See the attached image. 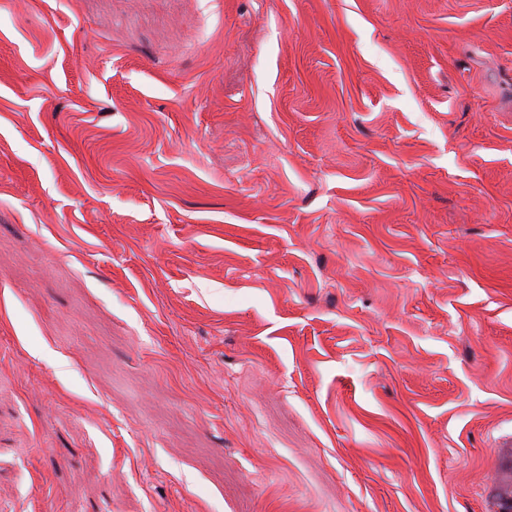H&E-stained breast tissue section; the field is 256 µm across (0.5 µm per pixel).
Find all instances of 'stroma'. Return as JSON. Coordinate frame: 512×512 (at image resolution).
<instances>
[{"mask_svg": "<svg viewBox=\"0 0 512 512\" xmlns=\"http://www.w3.org/2000/svg\"><path fill=\"white\" fill-rule=\"evenodd\" d=\"M512 0H0V512H494Z\"/></svg>", "mask_w": 512, "mask_h": 512, "instance_id": "1", "label": "stroma"}]
</instances>
